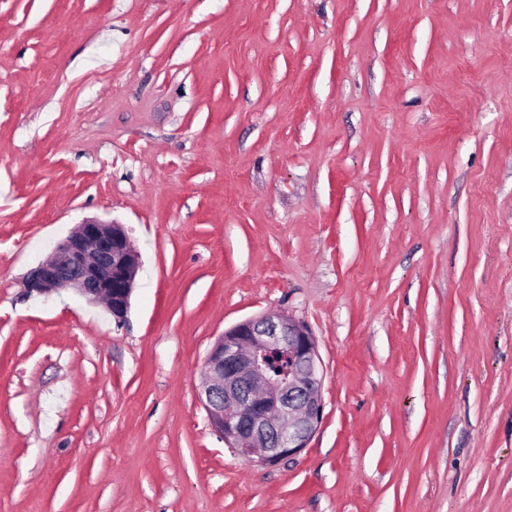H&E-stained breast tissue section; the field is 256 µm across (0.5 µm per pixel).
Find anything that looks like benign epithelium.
<instances>
[{
	"instance_id": "benign-epithelium-1",
	"label": "benign epithelium",
	"mask_w": 512,
	"mask_h": 512,
	"mask_svg": "<svg viewBox=\"0 0 512 512\" xmlns=\"http://www.w3.org/2000/svg\"><path fill=\"white\" fill-rule=\"evenodd\" d=\"M137 255L121 224L86 220L26 276L27 293L71 290L102 303L120 323L128 312ZM283 352L288 375H271L260 353ZM324 371L302 321L265 313L224 331L209 350L197 398L211 427L245 460L275 465L308 447L323 412Z\"/></svg>"
}]
</instances>
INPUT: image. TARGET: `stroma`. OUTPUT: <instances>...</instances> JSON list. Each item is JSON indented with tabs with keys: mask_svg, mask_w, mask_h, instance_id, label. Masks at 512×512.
<instances>
[{
	"mask_svg": "<svg viewBox=\"0 0 512 512\" xmlns=\"http://www.w3.org/2000/svg\"><path fill=\"white\" fill-rule=\"evenodd\" d=\"M124 225L123 323L27 272ZM315 336L250 463L225 330ZM0 512H512V0H0ZM259 353H271L261 358L272 374L288 375H271ZM323 384L309 327L285 313H265L224 331L196 389L211 427L229 447L249 462L275 465L308 447L323 412Z\"/></svg>",
	"mask_w": 512,
	"mask_h": 512,
	"instance_id": "35a3bbf8",
	"label": "stroma"
}]
</instances>
